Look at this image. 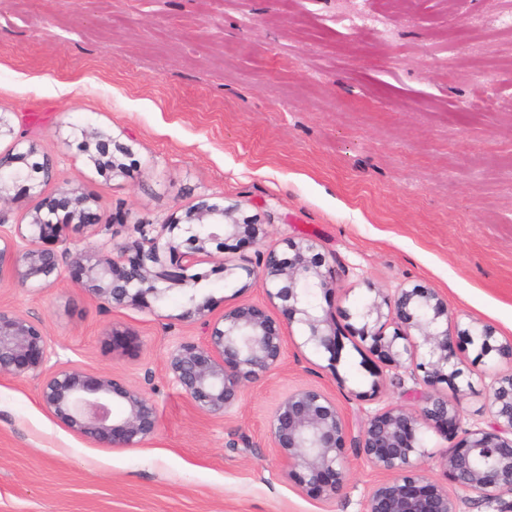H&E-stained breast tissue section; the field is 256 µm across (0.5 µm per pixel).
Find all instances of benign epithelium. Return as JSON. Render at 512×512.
<instances>
[{"mask_svg": "<svg viewBox=\"0 0 512 512\" xmlns=\"http://www.w3.org/2000/svg\"><path fill=\"white\" fill-rule=\"evenodd\" d=\"M85 152L97 169L110 176L124 174V167L109 156L97 132L80 130ZM39 160H33L35 156ZM56 159L38 154L32 144L16 140L0 152V279L8 275L19 284L48 287L74 267L80 285L114 306L142 308L145 299L160 296L162 284L174 281L190 287L182 318L200 321L207 330L202 345L179 342L166 357V369L194 405L204 414L222 418L237 403L245 386L259 380L282 361L286 341L269 307H280L289 322L303 327V345L329 354L336 362V323L329 312L319 313L317 293L336 288V274L324 268L325 259L315 244L300 240L288 244L286 256L266 244L261 224L232 219L238 206L202 200L186 214V224H139L138 237L112 248L72 252L67 229L92 225L97 215L94 198L77 189H61L58 196L43 197L47 185L57 181ZM19 181L27 195L38 200L28 212L29 222L4 231L7 211L14 204L11 191ZM220 239L245 240L255 248L256 261L239 265L255 278L266 302L244 304L209 318L211 298L199 296L192 285L198 276L187 273L189 264L207 255V245ZM187 245V264L175 262ZM354 321L352 333L370 341L389 365L400 368L416 363L423 380H456L462 375L454 362L453 337L460 333L477 346L479 356L493 352L512 359V343L494 344L495 332L487 324L473 322L463 330L451 324L448 306L437 291L424 286L381 291L369 303L346 312ZM393 334H386L388 325ZM421 336L427 356L416 362ZM50 355L48 337L27 317L0 308V374L39 380L43 406L72 433L96 444L133 448L152 437L158 426L157 409L148 394L110 374L90 375L69 365L46 368ZM122 400L116 418L112 399ZM489 428L464 430L462 443L448 449L441 466L454 484L482 494V501L496 512H509L504 496L512 493V376L497 377L491 384ZM460 422L458 403L431 395L418 410L389 406L368 416L360 430L359 448L371 465L383 474L367 493L364 512H460L458 498L432 481L418 464L423 457V429L444 433ZM274 447L288 464V475L308 493L326 498L340 495L345 486V448L348 425L336 401L319 388L294 390L283 397L269 419Z\"/></svg>", "mask_w": 512, "mask_h": 512, "instance_id": "benign-epithelium-1", "label": "benign epithelium"}]
</instances>
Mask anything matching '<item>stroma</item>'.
Instances as JSON below:
<instances>
[{"label":"stroma","instance_id":"obj_1","mask_svg":"<svg viewBox=\"0 0 512 512\" xmlns=\"http://www.w3.org/2000/svg\"><path fill=\"white\" fill-rule=\"evenodd\" d=\"M512 0H0V113L13 140L57 160L63 188L91 194L97 224L72 251L127 243L135 225L183 217L199 198L239 204L268 241L310 239L336 271L326 309H355L373 289H435L460 324L512 341ZM127 147L107 178L73 136ZM190 267L211 318L265 301L212 243ZM78 271L48 288L0 278V307L48 337L50 364L143 388L158 428L134 448L90 443L41 404L38 380L0 375V512H364L380 473L358 447L362 422L425 396L459 400L463 424L488 426L489 376L455 339L464 391L388 367L337 319L336 363L286 339L280 365L247 385L224 417L202 414L166 370L178 341L202 342L176 286L148 308L87 293ZM315 387L349 421L343 492L307 494L288 476L267 423L293 390Z\"/></svg>","mask_w":512,"mask_h":512}]
</instances>
